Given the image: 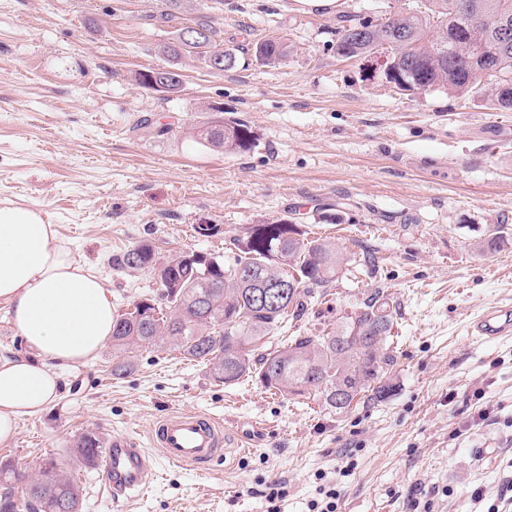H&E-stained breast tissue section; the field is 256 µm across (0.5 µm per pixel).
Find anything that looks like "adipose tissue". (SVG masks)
<instances>
[{
	"label": "adipose tissue",
	"mask_w": 512,
	"mask_h": 512,
	"mask_svg": "<svg viewBox=\"0 0 512 512\" xmlns=\"http://www.w3.org/2000/svg\"><path fill=\"white\" fill-rule=\"evenodd\" d=\"M0 301L26 346L0 358V442L60 392L59 368L93 359L114 311L99 275L79 262L41 210L0 201Z\"/></svg>",
	"instance_id": "adipose-tissue-1"
}]
</instances>
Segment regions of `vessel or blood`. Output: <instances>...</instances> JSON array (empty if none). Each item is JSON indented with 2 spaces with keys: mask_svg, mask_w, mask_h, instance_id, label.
I'll use <instances>...</instances> for the list:
<instances>
[{
  "mask_svg": "<svg viewBox=\"0 0 512 512\" xmlns=\"http://www.w3.org/2000/svg\"><path fill=\"white\" fill-rule=\"evenodd\" d=\"M472 332L481 338L512 334V307H490L472 323ZM149 439L163 458L172 463L201 468L222 457L227 445L221 424L198 412L181 411L166 415L153 424ZM101 485L113 498H128L141 492L154 462L129 436L112 438L99 457Z\"/></svg>",
  "mask_w": 512,
  "mask_h": 512,
  "instance_id": "1",
  "label": "vessel or blood"
}]
</instances>
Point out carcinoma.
Listing matches in <instances>:
<instances>
[{"label":"carcinoma","mask_w":512,"mask_h":512,"mask_svg":"<svg viewBox=\"0 0 512 512\" xmlns=\"http://www.w3.org/2000/svg\"><path fill=\"white\" fill-rule=\"evenodd\" d=\"M512 21V0H427L423 11L389 12L384 21L339 17L336 51L347 58H363L385 44L395 28L405 30L410 41L391 51L399 54L394 65V85L412 94L435 89L466 97L469 79L478 59L486 57L512 76V36L501 45L498 19ZM203 36L202 50L183 42L184 29L162 47L166 68L156 74L171 82V95L182 83L172 82L169 70L179 61L196 56L204 62L219 59L224 72L237 65L236 49L200 15L193 23ZM254 56L266 65L288 58V44L267 39L254 47ZM195 139L217 152L246 151L253 143L251 128L236 118H211L193 129ZM238 253L226 262L219 256L197 253L160 255L152 243H142L114 258L123 270L148 269L157 276L160 291L133 303L134 311L114 317L112 346L134 347L169 344L186 358L211 365L214 379L233 384L257 377L282 395L313 396L339 413L348 411L362 392L388 395L393 385L387 372L394 363L385 350L394 327L396 307L382 288L363 295L358 310L336 330L324 336H294L277 348L265 338L288 316L300 315L311 303L312 287L325 286L339 276L349 258L326 239L306 240L297 224L283 217L254 224L244 237L232 239ZM282 282L295 287L273 303L257 294ZM101 439L82 434L72 449L84 466L96 462ZM82 493L75 477L50 459L38 472L24 475L14 462L0 459V512H81Z\"/></svg>","instance_id":"carcinoma-1"}]
</instances>
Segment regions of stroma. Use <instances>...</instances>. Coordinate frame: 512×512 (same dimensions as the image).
<instances>
[{
  "label": "stroma",
  "instance_id": "stroma-1",
  "mask_svg": "<svg viewBox=\"0 0 512 512\" xmlns=\"http://www.w3.org/2000/svg\"><path fill=\"white\" fill-rule=\"evenodd\" d=\"M398 1L337 0L323 14L293 0H207L202 13L239 62L214 72L185 58L182 90L166 98L134 75L165 65L161 47L201 13L196 0L173 11L164 0H0V201L42 210L114 310L160 287L150 271L113 267L131 247L229 259L233 238L283 216L346 255L374 253L380 268L348 263L273 346L333 331L374 288L396 308L383 401L339 414L255 377L220 383L165 344L129 356L108 346L62 371L58 400L23 418L0 457L74 466L83 512H269L273 482L286 491L280 512H309L324 481L336 512H417L427 500L433 512H512V335L469 334L483 309L512 306V136L497 127L512 113L444 89L410 94L377 62L337 58L338 16L380 18ZM271 38L287 42L284 64L255 60ZM205 101L252 128L248 151L191 137L210 118ZM204 222L220 234L198 236ZM496 225L506 246L481 250ZM125 358L131 369L113 375ZM185 410L223 424L225 460L200 470L151 448L157 480L119 504L97 468L74 464L84 433L148 446L155 421Z\"/></svg>",
  "mask_w": 512,
  "mask_h": 512
}]
</instances>
